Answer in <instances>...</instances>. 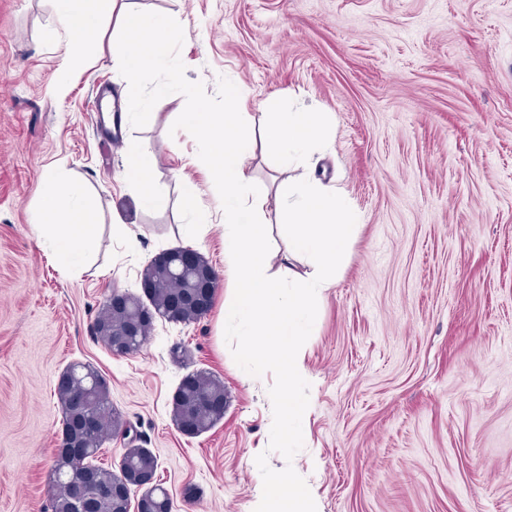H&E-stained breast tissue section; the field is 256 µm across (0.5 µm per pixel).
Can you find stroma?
I'll list each match as a JSON object with an SVG mask.
<instances>
[{
	"label": "stroma",
	"mask_w": 512,
	"mask_h": 512,
	"mask_svg": "<svg viewBox=\"0 0 512 512\" xmlns=\"http://www.w3.org/2000/svg\"><path fill=\"white\" fill-rule=\"evenodd\" d=\"M134 3L181 24L185 75L208 94L223 76L248 89V111L289 98L329 113L328 152L287 168L257 155L254 182H334L363 222L303 346L310 407L288 460L267 450L273 374L245 372L225 340L235 276L211 173L193 136L171 129L184 96L120 130L158 159L166 205L151 208L121 177L102 112L104 97H129L113 22L74 45L50 0H0V512H51L55 385L78 362L157 456L175 512H250L263 452L293 466L322 512H512V0ZM51 170L85 180L100 216L74 273L33 228ZM187 180L211 224H190ZM175 247L218 272L211 311L156 319L139 352L113 355L92 333L100 306L115 288L141 295L143 268ZM200 369L223 380L224 417L191 437L171 403Z\"/></svg>",
	"instance_id": "1"
}]
</instances>
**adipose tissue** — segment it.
<instances>
[{"label": "adipose tissue", "instance_id": "1", "mask_svg": "<svg viewBox=\"0 0 512 512\" xmlns=\"http://www.w3.org/2000/svg\"><path fill=\"white\" fill-rule=\"evenodd\" d=\"M55 19L70 39L82 40L108 19L119 31L115 59L121 65L126 87L138 86L148 70L161 65L172 35L170 20L135 8L131 0H53ZM121 175L139 192L146 204L164 207L166 201L153 189L151 173L157 165L143 144L129 141L123 150ZM37 233L53 245L62 266L87 256L97 237V216L93 198L78 177L61 172L43 179L37 212Z\"/></svg>", "mask_w": 512, "mask_h": 512}]
</instances>
